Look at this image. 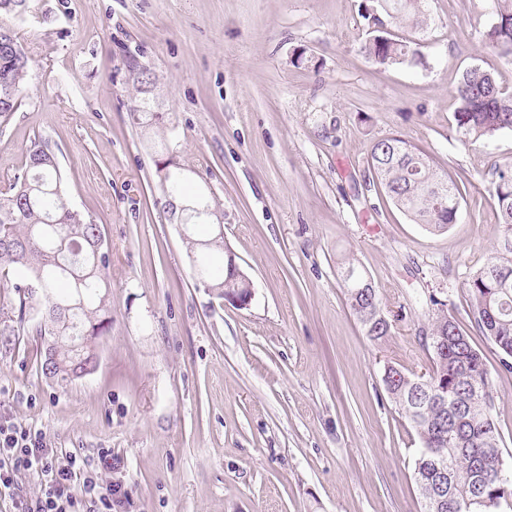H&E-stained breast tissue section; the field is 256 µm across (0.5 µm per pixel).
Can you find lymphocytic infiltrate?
I'll use <instances>...</instances> for the list:
<instances>
[{
    "label": "lymphocytic infiltrate",
    "instance_id": "lymphocytic-infiltrate-1",
    "mask_svg": "<svg viewBox=\"0 0 512 512\" xmlns=\"http://www.w3.org/2000/svg\"><path fill=\"white\" fill-rule=\"evenodd\" d=\"M111 466V453L93 467L81 456L58 455L26 428L0 424V486L11 487L21 473L35 474L41 483L36 497L17 498L14 512H124L127 492L101 477Z\"/></svg>",
    "mask_w": 512,
    "mask_h": 512
}]
</instances>
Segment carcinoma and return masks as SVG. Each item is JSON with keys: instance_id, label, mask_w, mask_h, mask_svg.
Returning a JSON list of instances; mask_svg holds the SVG:
<instances>
[{"instance_id": "cac0c4a2", "label": "carcinoma", "mask_w": 512, "mask_h": 512, "mask_svg": "<svg viewBox=\"0 0 512 512\" xmlns=\"http://www.w3.org/2000/svg\"><path fill=\"white\" fill-rule=\"evenodd\" d=\"M380 7L399 24L415 29L426 25L424 0H378ZM497 22L486 32L489 44L512 60V0H496ZM368 59L379 65H401L414 56L408 40L391 36L364 45ZM29 57L14 28L0 20V128L6 126L21 103L26 89ZM130 111L145 131L159 127L155 82L150 69L132 57ZM454 98L456 130L464 138L488 139L504 129L512 130V91L502 72L471 68L463 72ZM373 174L387 197L412 222L432 233L445 232L456 223L462 189L437 172L412 145L387 137L370 150ZM174 166H156L160 204L168 220L181 226L193 263L195 278L221 298L224 281L235 276L229 252L224 250V213L213 193L196 183L190 164L173 159ZM494 195L500 223L512 234V167L495 171ZM110 254L104 247L100 225L85 220L67 206V186L51 144L39 141L28 151L26 170L17 178L12 193L0 197V270L11 271L26 289L7 301L10 310L24 320L33 294L46 311L32 325V332L53 343L56 361L41 363L43 375L67 385L79 372L98 360L96 340L112 329V289L107 270ZM498 266L512 268V258L492 261L466 283L468 315L480 333L493 343L501 364L512 369V277L497 283L486 277ZM344 288L350 307L376 342L390 334L365 318L364 305L356 296L366 274L353 261L344 264ZM432 339L440 352L434 358L436 372L448 385V400H457L462 411L450 415L423 406L409 417L422 448L415 461V482L422 496L423 512H498L512 499V483L499 478L501 435L493 417L494 397L483 353L476 349L460 325L445 314L436 317ZM448 462V478H442L440 458Z\"/></svg>"}]
</instances>
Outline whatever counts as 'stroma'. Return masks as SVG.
Masks as SVG:
<instances>
[{
  "mask_svg": "<svg viewBox=\"0 0 512 512\" xmlns=\"http://www.w3.org/2000/svg\"><path fill=\"white\" fill-rule=\"evenodd\" d=\"M375 0H28L10 18L31 57L0 131V193L32 142L54 146L67 203L111 252L112 329L97 370L46 379L22 325L0 345V422L48 447L110 450L127 512H421L420 438L387 394L385 364L433 367L431 328L454 317L485 356L512 468V371L470 322L464 287L500 251L495 168L512 130L474 143L451 91L478 66L506 71L483 34L494 0H426L428 28L384 18L421 63L362 47ZM156 79L175 155L224 210V245L253 283L241 308L193 276L178 225L155 204V153L129 112V57ZM395 136L464 179L444 233L412 223L370 172ZM355 260L391 324L371 342L343 286Z\"/></svg>",
  "mask_w": 512,
  "mask_h": 512,
  "instance_id": "stroma-1",
  "label": "stroma"
}]
</instances>
